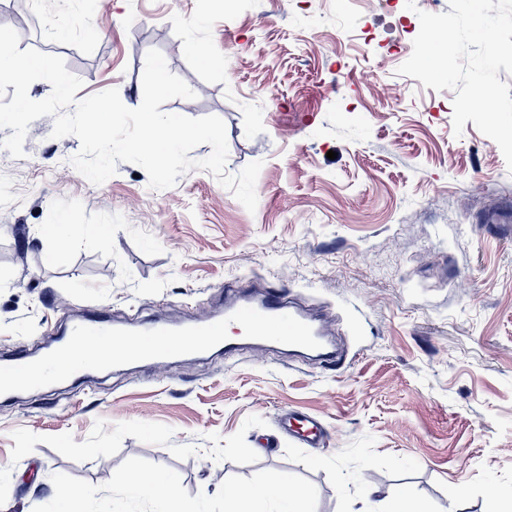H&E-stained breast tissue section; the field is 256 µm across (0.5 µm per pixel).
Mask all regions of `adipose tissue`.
Returning <instances> with one entry per match:
<instances>
[{
    "mask_svg": "<svg viewBox=\"0 0 512 512\" xmlns=\"http://www.w3.org/2000/svg\"><path fill=\"white\" fill-rule=\"evenodd\" d=\"M124 483L127 489L152 501L156 512H196L195 505L184 498L174 476L129 475ZM316 509L313 492L287 479L272 488L258 485L224 491V512H316Z\"/></svg>",
    "mask_w": 512,
    "mask_h": 512,
    "instance_id": "ef3b65f1",
    "label": "adipose tissue"
}]
</instances>
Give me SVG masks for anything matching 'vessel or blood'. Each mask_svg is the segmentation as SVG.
<instances>
[{
	"label": "vessel or blood",
	"mask_w": 512,
	"mask_h": 512,
	"mask_svg": "<svg viewBox=\"0 0 512 512\" xmlns=\"http://www.w3.org/2000/svg\"><path fill=\"white\" fill-rule=\"evenodd\" d=\"M225 294L222 313L196 317L179 327L153 320L136 330L121 331L104 312L87 311L59 338L50 363L17 352L10 365L0 369V392L43 385L50 368L57 379L64 380L80 373L88 363L102 369L134 360L160 363L191 352L222 348L232 353L244 342L274 343L303 354H317L327 363L336 361V354L324 340V328L294 305L285 289L267 288L255 293L229 285ZM230 325L235 327L237 338H225L224 329ZM81 350L91 351L89 362L76 359V352ZM280 425L295 442L321 447L323 423L318 417L290 410L282 415Z\"/></svg>",
	"instance_id": "vessel-or-blood-1"
}]
</instances>
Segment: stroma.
Returning <instances> with one entry per match:
<instances>
[{
	"label": "stroma",
	"mask_w": 512,
	"mask_h": 512,
	"mask_svg": "<svg viewBox=\"0 0 512 512\" xmlns=\"http://www.w3.org/2000/svg\"><path fill=\"white\" fill-rule=\"evenodd\" d=\"M83 3L0 0V26L62 57L77 98L115 88L131 108L160 51L195 93L162 111L222 118L227 173L262 164L258 204L207 170L154 191L121 162L93 185L70 163L79 140L31 122L23 158L0 149V359L41 352L91 307L124 329L218 313L228 283L287 286L345 355L248 346L0 398V512H48L66 485L91 492L74 512H147L122 486L147 472L176 476L201 512L284 478L319 512H360L369 489L512 512V173L473 122L454 135V92L397 72L418 11L448 0ZM54 222L69 235L57 263L37 234ZM288 407L322 420L323 448L281 430Z\"/></svg>",
	"instance_id": "35a3bbf8"
}]
</instances>
